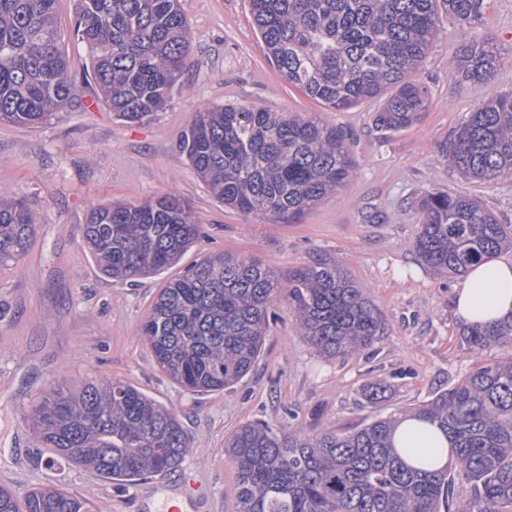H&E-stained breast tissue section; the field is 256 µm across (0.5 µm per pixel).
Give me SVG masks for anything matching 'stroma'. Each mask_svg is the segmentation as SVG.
<instances>
[{
  "label": "stroma",
  "instance_id": "35a3bbf8",
  "mask_svg": "<svg viewBox=\"0 0 512 512\" xmlns=\"http://www.w3.org/2000/svg\"><path fill=\"white\" fill-rule=\"evenodd\" d=\"M181 4L190 50L164 110L130 123L94 100L72 2L60 0L71 100L36 126L0 123V191L21 198L36 224L19 265L0 270V487L20 501L33 489L56 487L88 501L91 512H148L149 501L171 491L192 512H237L224 444L239 425L293 423L306 432L350 426L431 398L476 360L451 313L454 280L427 268L413 240L418 202L436 191L476 197L512 225V179L470 182L442 157L490 90L512 92V0H484L475 22L444 18L415 73L426 108L397 132L376 127L378 100L327 112L290 85L268 57L249 0ZM480 37L503 57L490 88L448 71L456 49ZM207 104L322 115L347 132L356 172L299 223L244 216L211 196L179 147L193 113ZM165 194L190 202L202 237L162 274L133 283L106 276L81 233L91 207ZM219 251L257 258L283 277L302 265L341 261L373 301L382 336L358 356L324 358L299 336L283 297L256 364L239 383L221 392L185 390L157 365L142 325L166 280ZM102 379L132 385L175 412L190 442L179 468L131 484L112 481L57 460L35 438L28 417L51 382L77 389ZM377 380L389 391L371 405L363 390Z\"/></svg>",
  "mask_w": 512,
  "mask_h": 512
}]
</instances>
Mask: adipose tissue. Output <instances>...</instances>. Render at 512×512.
Listing matches in <instances>:
<instances>
[{
    "instance_id": "ef3b65f1",
    "label": "adipose tissue",
    "mask_w": 512,
    "mask_h": 512,
    "mask_svg": "<svg viewBox=\"0 0 512 512\" xmlns=\"http://www.w3.org/2000/svg\"><path fill=\"white\" fill-rule=\"evenodd\" d=\"M452 312L458 323L485 324L512 315V256H500L472 266L456 284ZM400 448H433L435 467H443L450 454V441L431 424L403 419L395 435Z\"/></svg>"
}]
</instances>
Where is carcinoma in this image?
<instances>
[{
    "mask_svg": "<svg viewBox=\"0 0 512 512\" xmlns=\"http://www.w3.org/2000/svg\"><path fill=\"white\" fill-rule=\"evenodd\" d=\"M88 75L120 117L137 121L164 108L180 79L190 31L180 0H72ZM448 16L477 19L483 0H443ZM269 57L288 83L342 112L382 100L375 125L416 122L425 92L412 76L437 33L438 0H250ZM502 57L489 38L459 48L457 80L489 86ZM58 0H0V122L43 123L71 96ZM212 196L244 215L295 224L342 190L356 169L347 135L321 118L247 106L198 109L182 139ZM443 157L477 182L512 178V93L493 92L469 113ZM414 247L439 274L460 276L512 244V226L463 194L430 192L419 202ZM83 238L107 275L134 281L176 264L201 235L190 203L176 195L93 207ZM35 234L19 198L0 195V268L16 266ZM283 288L257 259L202 256L160 289L144 323L158 365L183 388L221 391L259 357ZM288 304L301 336L326 357L353 356L381 335L373 302L336 260L288 274ZM477 352L512 347V316L467 327ZM387 383L364 390L370 404ZM409 415L438 426L454 456L440 470L409 465L394 444L399 419L308 433L245 423L225 452L236 470L237 512H507L512 508V355L478 360L452 388ZM59 457L109 480L132 482L176 469L189 453L177 416L133 386L54 381L31 417ZM0 512H89L61 489L32 492L19 505L0 488Z\"/></svg>",
    "mask_w": 512,
    "mask_h": 512,
    "instance_id": "obj_1",
    "label": "carcinoma"
}]
</instances>
